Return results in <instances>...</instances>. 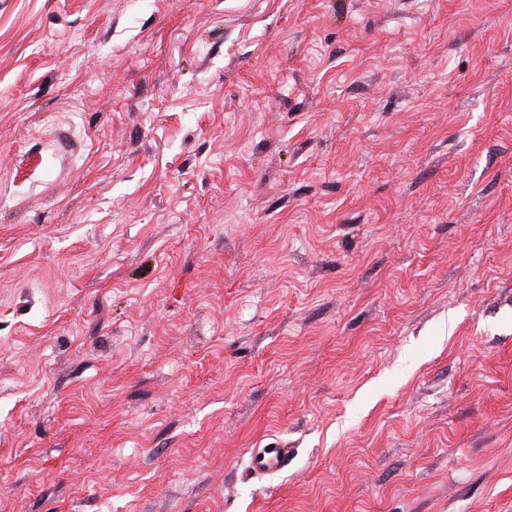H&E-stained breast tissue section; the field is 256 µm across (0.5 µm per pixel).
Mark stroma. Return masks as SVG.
<instances>
[{
    "label": "stroma",
    "mask_w": 512,
    "mask_h": 512,
    "mask_svg": "<svg viewBox=\"0 0 512 512\" xmlns=\"http://www.w3.org/2000/svg\"><path fill=\"white\" fill-rule=\"evenodd\" d=\"M0 512H512V0H0ZM289 462L288 448H256L251 454L250 468L254 473L263 475L283 470Z\"/></svg>",
    "instance_id": "obj_1"
}]
</instances>
